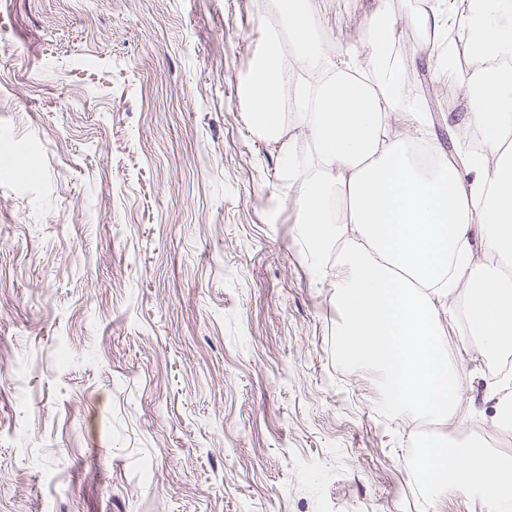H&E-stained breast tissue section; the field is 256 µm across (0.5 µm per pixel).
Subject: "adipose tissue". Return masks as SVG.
I'll list each match as a JSON object with an SVG mask.
<instances>
[{
	"label": "adipose tissue",
	"instance_id": "adipose-tissue-1",
	"mask_svg": "<svg viewBox=\"0 0 512 512\" xmlns=\"http://www.w3.org/2000/svg\"><path fill=\"white\" fill-rule=\"evenodd\" d=\"M467 9L473 55L511 58L512 0H420L408 20L437 35ZM279 10L282 32L255 57L240 95L251 127L278 141L283 75L291 60L304 65L294 118L314 162L288 148L284 163L302 186L308 271L336 290L342 359L372 374L388 417L445 418L463 384L447 324L466 323L482 360L512 354V68L482 70L466 84L448 125L477 129L481 144L449 155L434 147L428 113L403 92L407 58L385 4L356 46L333 53L313 0H279ZM395 114L403 133L392 128ZM420 489L431 512L458 493L486 512H512V458L477 441H435L424 450Z\"/></svg>",
	"mask_w": 512,
	"mask_h": 512
}]
</instances>
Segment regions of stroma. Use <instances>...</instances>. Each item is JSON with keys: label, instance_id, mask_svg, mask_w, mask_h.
<instances>
[{"label": "stroma", "instance_id": "1", "mask_svg": "<svg viewBox=\"0 0 512 512\" xmlns=\"http://www.w3.org/2000/svg\"><path fill=\"white\" fill-rule=\"evenodd\" d=\"M268 0H0V512H424L414 424L341 358L308 271L299 183L248 124L239 86ZM358 44L375 0H315ZM405 94L436 146L462 107L412 53ZM450 437L505 456L485 382Z\"/></svg>", "mask_w": 512, "mask_h": 512}]
</instances>
